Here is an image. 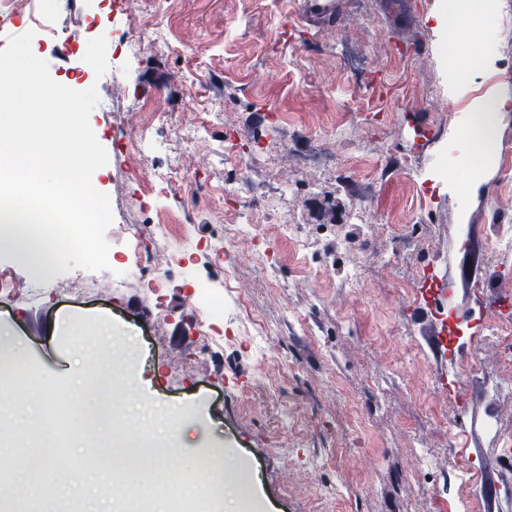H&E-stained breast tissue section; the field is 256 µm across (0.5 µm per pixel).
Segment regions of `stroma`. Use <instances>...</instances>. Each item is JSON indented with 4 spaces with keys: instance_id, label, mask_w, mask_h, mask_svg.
I'll return each mask as SVG.
<instances>
[{
    "instance_id": "obj_1",
    "label": "stroma",
    "mask_w": 512,
    "mask_h": 512,
    "mask_svg": "<svg viewBox=\"0 0 512 512\" xmlns=\"http://www.w3.org/2000/svg\"><path fill=\"white\" fill-rule=\"evenodd\" d=\"M43 2L39 21L0 17V49L33 32L32 50L55 81L96 87L89 124L109 161L92 184L109 197L111 230L148 235L156 211L167 210L195 227L199 244L185 279L156 307L144 301L142 271L118 245L109 249V270L61 274L0 244V271L26 293H0V340L26 358L16 376L20 398L0 400V421L25 437L20 451L0 458V473L18 488L22 461L36 454L69 478L65 486L39 479L35 494L17 500L21 512H64L75 501L82 512H118L124 493L111 464L145 420L164 449L135 474L156 481L154 512H166L170 499L158 473L184 471L216 448L230 451L227 486L255 482L238 512H321L314 493L321 483L363 485L345 512H446L441 494L467 454L483 471L487 512H512V499L501 494L512 472L498 466V440L484 429V385L502 378L501 364L486 360L466 412L450 421L455 436H447L428 408L452 413V394L435 384L453 364L411 315L423 303L421 254L437 258L440 304L461 320L481 299H496L512 274V255L490 248L500 226H512V179L502 166L503 152L512 151V113L481 170L445 162L471 112L512 91L500 69L512 41L488 39L484 20L436 29L433 17L447 12L448 0H330L323 9L316 0H141L132 17L117 0ZM133 26L168 51H142L128 69L108 54L107 73L95 77L84 61L88 41L103 35L113 46ZM408 29L416 40L403 41ZM458 42L473 54L490 46L493 55L461 81L448 64ZM155 100L173 125L194 118L207 128L189 149L168 138L169 154L191 176L146 212L132 203L134 161L116 139ZM318 146L332 162L314 157ZM238 178L258 203L253 221L263 233L250 256L226 264L213 248L237 214L217 195ZM289 183L295 193L286 192ZM350 201L371 206L370 231L357 244L371 256L359 298L341 274L356 252L335 253V241L317 230L335 225L350 236L343 212ZM279 217L303 226L302 242L280 235ZM398 225L410 227L412 243L395 254ZM390 253L388 272L378 259ZM492 269L501 279L474 295L469 278ZM229 274L266 319L277 351L297 366L277 389L258 379L241 325L217 322L209 353L197 352L190 298ZM403 284L415 289L408 305L396 293ZM46 385L72 423L63 455L51 449L57 431L42 407ZM415 441L431 456L426 479L436 496L407 494ZM317 460L323 469H314Z\"/></svg>"
}]
</instances>
